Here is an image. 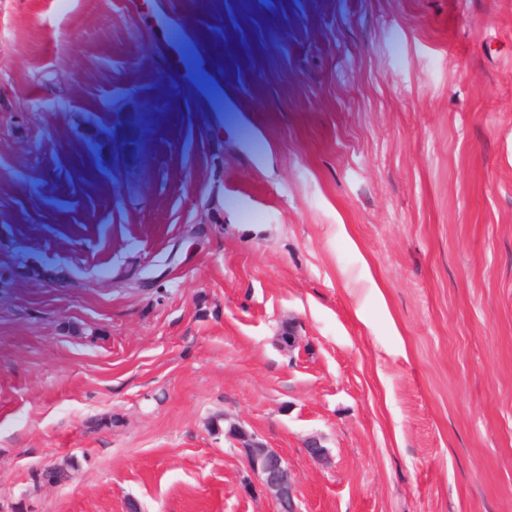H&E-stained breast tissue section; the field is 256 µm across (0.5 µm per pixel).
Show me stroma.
<instances>
[{
	"label": "stroma",
	"instance_id": "35a3bbf8",
	"mask_svg": "<svg viewBox=\"0 0 512 512\" xmlns=\"http://www.w3.org/2000/svg\"><path fill=\"white\" fill-rule=\"evenodd\" d=\"M233 423L512 512V0H0V512H277Z\"/></svg>",
	"mask_w": 512,
	"mask_h": 512
}]
</instances>
